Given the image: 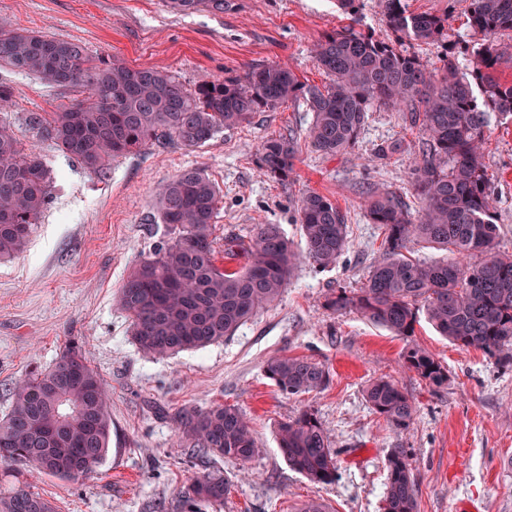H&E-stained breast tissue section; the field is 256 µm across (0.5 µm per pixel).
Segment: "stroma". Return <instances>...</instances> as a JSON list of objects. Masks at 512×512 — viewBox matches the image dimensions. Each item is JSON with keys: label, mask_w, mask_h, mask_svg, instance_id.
I'll return each instance as SVG.
<instances>
[{"label": "stroma", "mask_w": 512, "mask_h": 512, "mask_svg": "<svg viewBox=\"0 0 512 512\" xmlns=\"http://www.w3.org/2000/svg\"><path fill=\"white\" fill-rule=\"evenodd\" d=\"M415 13L448 14L453 40L469 38L468 0H408ZM0 18L15 27L84 45L90 56L127 66L157 67L186 86L202 76L242 75L248 68L285 63L301 79L323 84L312 57L324 33L346 25L336 0H230L224 13H173L164 0H0ZM16 106L0 119L52 169L50 204L23 253L0 261V415L15 383L53 365L68 343L86 351L110 391L108 451L90 476H35V491L56 512H183L179 488L195 476L222 470L232 484L223 505L206 512H301L311 500L330 512H383L386 458L407 449L419 481L418 512H512V368L482 351L462 350L427 320L404 338L353 313L328 312L332 290L359 289L383 247L384 230L369 223L366 192L401 195L418 210L412 169L425 147L419 128L398 108H374L354 147L329 158L303 146L295 179L281 185L262 175L257 147L267 138L303 132L312 115L292 101L223 129L204 145L152 147L116 159L98 179L39 138L26 125L30 112H54L77 92L26 75L11 78ZM485 163L495 178L499 245L512 253V120L490 118ZM400 149L374 159L379 145ZM204 170L221 190L217 240L249 239L254 225L278 224L303 250L296 202L315 191L348 215L349 248L339 263L294 271L279 300L234 336L198 351L154 358L138 349L119 289L140 260L174 231L156 223L157 192L180 170ZM417 345L448 370L433 386L402 367ZM288 354L322 362L330 383L318 393L286 395L265 376V361ZM386 376L416 403L406 431L391 427L365 397ZM233 404L253 422L259 448L248 463L200 458L178 442L168 413L178 407ZM315 411L337 452L338 477L317 485L290 470L278 451L276 427L300 410Z\"/></svg>", "instance_id": "stroma-1"}]
</instances>
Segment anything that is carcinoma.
Returning a JSON list of instances; mask_svg holds the SVG:
<instances>
[{"label": "carcinoma", "instance_id": "carcinoma-1", "mask_svg": "<svg viewBox=\"0 0 512 512\" xmlns=\"http://www.w3.org/2000/svg\"><path fill=\"white\" fill-rule=\"evenodd\" d=\"M351 23L325 34L313 58L328 81L308 84L288 66L252 67L238 78L205 77L188 88L169 72L130 68L110 57H90L74 42L0 21V68L31 75L52 87H77L84 97L46 115L30 112L26 124L57 150L99 179L113 159L147 146L196 147L220 130L300 101L312 113L303 136L267 138L255 153L263 175L288 184L295 174L300 140L325 156L352 148L377 106L405 109L404 119L426 137L414 164L419 199L414 216L403 199L376 189L365 198L369 221L384 229L383 250L363 287L338 288L325 301L336 314L353 312L396 336L414 333L419 308L461 349H477L512 367V254L498 248L493 176L484 164L490 113L512 118V84L497 76L507 52L498 43L512 33V0H469L467 27L476 38L472 68L458 64L457 43L448 41V17L415 14L407 0H380L391 40L359 27L357 0H336ZM188 14L226 9V0H167ZM413 42L448 44L439 69H427L409 50ZM15 102V88L0 76V112ZM52 172L40 154L23 149L0 123V260L23 252L49 204ZM220 190L199 168L184 169L158 193L155 219L176 236L139 261L119 289L118 303L131 320L132 339L144 353L168 357L199 350L232 336L260 310L276 302L300 255L278 224H256L248 241H224V255H244L239 270L217 265L214 219ZM305 259L319 268L336 265L349 247L348 218L336 202L310 191L296 203ZM423 240L450 253L442 262L405 255ZM403 367L431 385L448 381L431 354L410 346ZM266 377L288 395L318 393L329 370L306 356L271 357ZM372 409L398 430L411 425L416 407L399 385L384 377L365 389ZM107 387L83 349L67 345L44 371L25 376L11 391L0 418V512H55L31 489L29 475L79 480L108 450L112 418ZM180 444L203 455L242 463L256 454L251 420L238 407H181L173 415ZM279 451L288 467L318 484L336 481V451L311 409L277 426ZM383 512H417L418 480L404 448L387 456ZM231 484L207 472L178 492L187 512L205 503L221 506Z\"/></svg>", "mask_w": 512, "mask_h": 512}]
</instances>
